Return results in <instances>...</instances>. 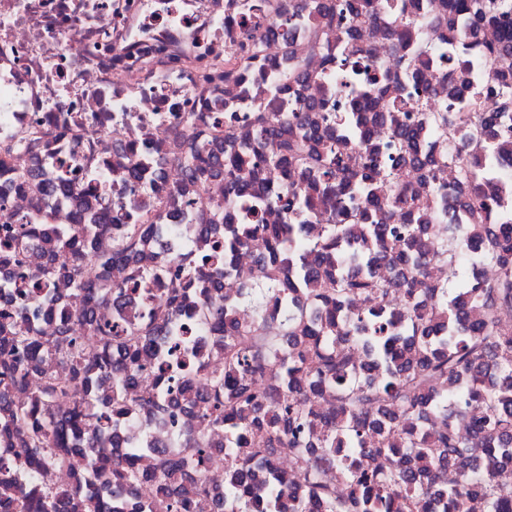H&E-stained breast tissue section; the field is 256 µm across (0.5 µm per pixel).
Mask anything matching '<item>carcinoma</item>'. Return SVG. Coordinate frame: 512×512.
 Here are the masks:
<instances>
[{
    "label": "carcinoma",
    "instance_id": "obj_1",
    "mask_svg": "<svg viewBox=\"0 0 512 512\" xmlns=\"http://www.w3.org/2000/svg\"><path fill=\"white\" fill-rule=\"evenodd\" d=\"M419 0H317L312 15L325 25H341L353 43L327 54L342 77L369 66L360 41L359 19H391L389 31L400 54L405 83L399 102L375 112L367 97L331 122L325 105L293 98L287 116L263 112L259 134L279 139L271 154L245 152L224 158V174L237 205L250 211L254 188L272 179H288L291 167L309 178L316 193L333 192L336 221L321 234L306 236L302 224L224 225V275L234 270L239 250L259 235L265 252L258 260L264 288L258 306L270 300L305 298L312 316L282 312L286 345L262 353L254 340L260 323L242 326L232 304H215L211 328L224 348V370L209 374L210 393L195 394L186 383L176 403L198 406L213 426L224 429V512H505L512 485L497 464L512 460V335L501 324L512 320V201L486 190L491 163L500 152L498 138L512 128V71L496 75L487 88L475 81L473 48L493 61L512 52V0H444L441 22L456 40L448 54V101L438 112L399 113L407 101L426 106L428 88L419 87L417 51H408L414 9ZM496 28L500 36L485 42L480 34ZM263 5L253 6L241 24L242 57L255 55L262 42ZM387 125L393 150L371 144V128ZM363 150V162L347 166L349 149ZM482 152L486 166L476 168L467 153ZM403 163L427 169L419 187L447 212L467 209L468 224L422 223L409 191L394 186ZM453 165L458 191L450 194L436 172ZM360 206L361 224H348L344 199ZM291 214L314 217L312 199L283 201ZM494 217L496 231L482 237L484 220ZM77 235L49 226L39 232L21 224L23 243H36L52 258L70 252L106 267L128 261L152 234L150 224H128L111 254L94 251L95 235L112 229L109 214L89 205L78 212ZM483 238L479 259L498 270L492 280L469 284L466 278L471 239ZM455 267L453 288L429 277L430 266ZM293 279H280L282 268ZM47 275L75 279L80 314L99 337V351L87 352L59 324L55 336L22 326L23 309L0 311V437H21L16 455L24 470L0 456V512H125L127 496L145 476L165 492L144 512H181L182 480L194 474L192 491L199 512L213 504L207 482L211 445L204 436L188 440L143 469L141 450L112 459L97 445V434L113 416L145 408L166 410L132 396L138 366L166 333L170 316L183 310L188 289H169L154 320L125 313L127 297L102 279L86 285L75 270L48 266ZM112 299L117 323L102 322L93 303ZM65 363L69 377L58 381L48 366ZM39 371L43 385L33 402L18 405L12 393ZM70 403L57 413L61 400ZM467 424L477 445L458 432ZM279 448L294 449L301 481L284 473L242 496L251 464L271 463ZM66 466L74 481L65 488L32 483L28 476ZM347 487L339 495L325 470Z\"/></svg>",
    "mask_w": 512,
    "mask_h": 512
}]
</instances>
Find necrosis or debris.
Returning <instances> with one entry per match:
<instances>
[{"instance_id":"1","label":"necrosis or debris","mask_w":512,"mask_h":512,"mask_svg":"<svg viewBox=\"0 0 512 512\" xmlns=\"http://www.w3.org/2000/svg\"><path fill=\"white\" fill-rule=\"evenodd\" d=\"M255 0H0V248L16 225L48 224L73 232L77 204L94 198L112 215V230L95 249L112 251L114 233L124 225L149 221L154 230L137 257L101 268L80 265L87 283L108 278L123 288L133 306L150 314L166 289L187 285L223 249L224 220L237 224H284L288 212L276 199L299 195L300 175L268 184L257 215L224 198V176L208 172L189 178L184 160L198 148L224 157L256 147L258 113L286 112L292 98L283 86L289 72L305 70L306 101L327 102L346 111L370 88L371 75L397 81L401 73L382 21L360 31L372 65L353 80L342 79L325 62L326 52L343 50L346 35L334 25L315 26L308 13L295 18L292 42L266 34L255 59L236 57L241 21ZM441 0H420L414 35L427 56L421 79L448 98L438 57L448 44L435 22ZM238 78L225 83L226 68ZM143 167L141 179L126 173ZM67 180L71 193L51 196L48 184ZM49 264L40 251L27 250L18 270L0 269V303L22 308L40 335H55L56 323L41 316L36 295L65 301L67 330L82 345L92 332L74 306L73 283L46 277ZM170 333L187 335L183 350L159 345L154 367L137 375L150 399L168 396L182 380L194 389L209 385L207 374L224 367V353L209 324L190 303L170 322ZM143 450H172L185 439L205 436L217 463L211 467L213 491L224 489V433L199 413L175 408L140 415Z\"/></svg>"}]
</instances>
